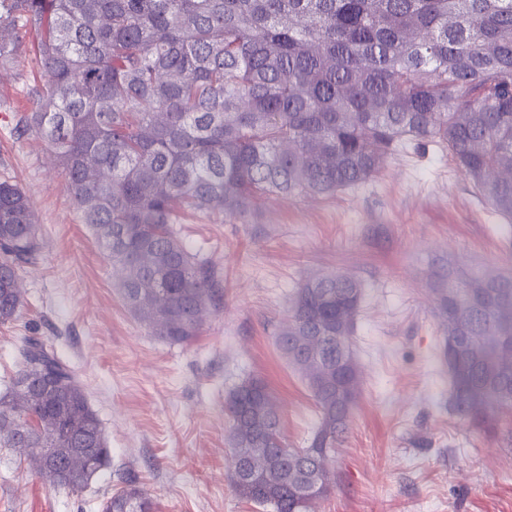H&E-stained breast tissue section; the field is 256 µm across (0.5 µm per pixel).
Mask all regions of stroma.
Instances as JSON below:
<instances>
[{
	"mask_svg": "<svg viewBox=\"0 0 512 512\" xmlns=\"http://www.w3.org/2000/svg\"><path fill=\"white\" fill-rule=\"evenodd\" d=\"M27 34L0 71V177L29 196L43 241L20 276L25 307L0 324V388L37 335L83 384L111 465L80 490L51 486L33 463L0 449V512H98L132 477L157 512H260L232 490L228 392L262 379L290 447H305L319 414L276 345L303 280L336 271L364 286L353 348L359 385L331 487L313 512H512V406L480 425L451 413L434 269L512 270V223L472 192L447 154L429 147L390 160L374 181L333 197L259 201L254 217H183V243L218 270L222 308L189 345L151 336L117 291L118 273L80 221L44 145L20 134L44 84Z\"/></svg>",
	"mask_w": 512,
	"mask_h": 512,
	"instance_id": "1",
	"label": "stroma"
}]
</instances>
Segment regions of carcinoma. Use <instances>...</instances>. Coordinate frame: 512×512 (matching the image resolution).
<instances>
[{
    "mask_svg": "<svg viewBox=\"0 0 512 512\" xmlns=\"http://www.w3.org/2000/svg\"><path fill=\"white\" fill-rule=\"evenodd\" d=\"M28 32L47 82L22 130L49 147L134 318L170 343H192L224 299L174 230L186 211L237 221L263 196H334L432 144L512 221V0H0V66ZM42 250L28 196L1 180V324L20 316V271ZM432 289L452 412L511 405L512 273L448 268ZM362 297L353 275H315L276 337L320 416L307 447H288L263 381L227 395L240 498L310 512L328 492L357 397ZM20 353L0 448H38L43 477L83 488L109 465L102 423L53 348L23 336ZM101 512L155 506L125 478Z\"/></svg>",
    "mask_w": 512,
    "mask_h": 512,
    "instance_id": "obj_1",
    "label": "carcinoma"
}]
</instances>
